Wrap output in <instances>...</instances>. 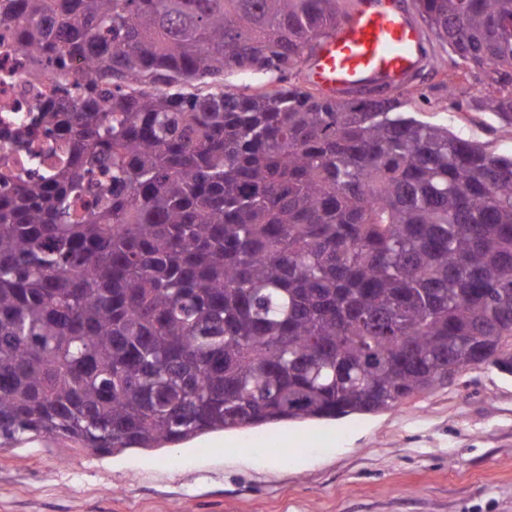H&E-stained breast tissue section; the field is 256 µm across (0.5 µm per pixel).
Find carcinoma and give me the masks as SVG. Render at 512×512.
Returning <instances> with one entry per match:
<instances>
[{"instance_id": "cac0c4a2", "label": "carcinoma", "mask_w": 512, "mask_h": 512, "mask_svg": "<svg viewBox=\"0 0 512 512\" xmlns=\"http://www.w3.org/2000/svg\"><path fill=\"white\" fill-rule=\"evenodd\" d=\"M349 0H0L59 93L0 172V440L97 453L512 376V156L282 78ZM512 126V0H414ZM85 62L72 81L69 61ZM289 80L299 85H306L301 65L297 69H294L292 74L288 75V79L284 82L280 81L279 75L276 73L261 76H247L233 73L226 77L225 85L235 91L254 93L256 91L270 90L288 85Z\"/></svg>"}]
</instances>
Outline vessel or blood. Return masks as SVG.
Instances as JSON below:
<instances>
[{"mask_svg": "<svg viewBox=\"0 0 512 512\" xmlns=\"http://www.w3.org/2000/svg\"><path fill=\"white\" fill-rule=\"evenodd\" d=\"M424 30L406 0H353L344 20L319 39L304 66L328 93L389 83L406 86L427 62Z\"/></svg>", "mask_w": 512, "mask_h": 512, "instance_id": "1", "label": "vessel or blood"}]
</instances>
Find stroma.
Here are the masks:
<instances>
[{"instance_id": "1", "label": "stroma", "mask_w": 512, "mask_h": 512, "mask_svg": "<svg viewBox=\"0 0 512 512\" xmlns=\"http://www.w3.org/2000/svg\"><path fill=\"white\" fill-rule=\"evenodd\" d=\"M403 109L497 155L512 127L474 101L472 76L443 86L446 48ZM297 447L270 456L282 431ZM0 512H512V377L479 365L398 409L216 431L99 455L61 439L0 446Z\"/></svg>"}]
</instances>
